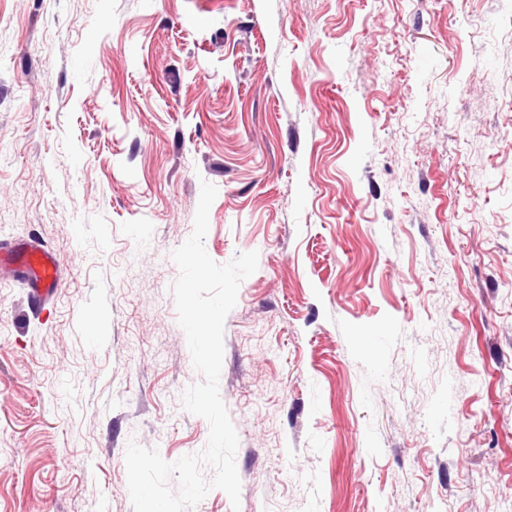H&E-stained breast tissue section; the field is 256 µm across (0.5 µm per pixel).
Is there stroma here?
I'll use <instances>...</instances> for the list:
<instances>
[{
	"instance_id": "1",
	"label": "stroma",
	"mask_w": 512,
	"mask_h": 512,
	"mask_svg": "<svg viewBox=\"0 0 512 512\" xmlns=\"http://www.w3.org/2000/svg\"><path fill=\"white\" fill-rule=\"evenodd\" d=\"M224 323L239 508L512 512V0H0V512H133L202 451L174 249ZM0 255L7 256L25 268L33 292L39 298L50 296L59 288L58 267L54 257L48 252L21 246L5 251L0 243Z\"/></svg>"
}]
</instances>
